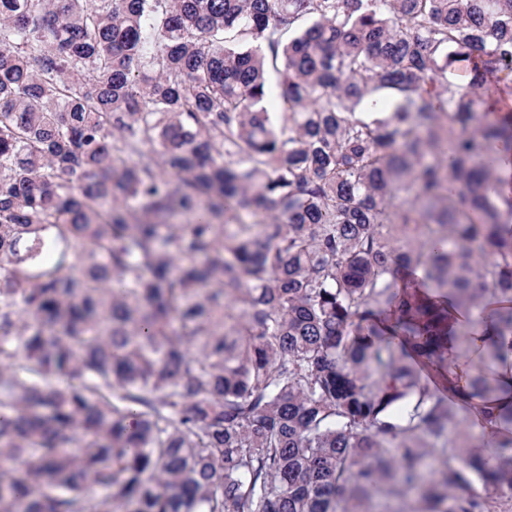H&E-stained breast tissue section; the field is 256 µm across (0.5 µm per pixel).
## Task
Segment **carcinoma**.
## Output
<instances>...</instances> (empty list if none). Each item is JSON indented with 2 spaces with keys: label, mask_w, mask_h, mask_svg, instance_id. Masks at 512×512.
I'll return each instance as SVG.
<instances>
[{
  "label": "carcinoma",
  "mask_w": 512,
  "mask_h": 512,
  "mask_svg": "<svg viewBox=\"0 0 512 512\" xmlns=\"http://www.w3.org/2000/svg\"><path fill=\"white\" fill-rule=\"evenodd\" d=\"M489 81L512 0H0V512H512L410 355L508 363Z\"/></svg>",
  "instance_id": "cac0c4a2"
}]
</instances>
